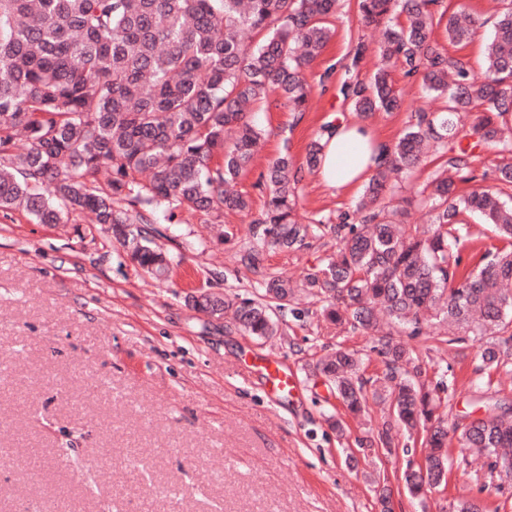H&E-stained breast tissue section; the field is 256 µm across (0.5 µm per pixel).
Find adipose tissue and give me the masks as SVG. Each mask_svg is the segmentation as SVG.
Returning a JSON list of instances; mask_svg holds the SVG:
<instances>
[{
	"label": "adipose tissue",
	"mask_w": 512,
	"mask_h": 512,
	"mask_svg": "<svg viewBox=\"0 0 512 512\" xmlns=\"http://www.w3.org/2000/svg\"><path fill=\"white\" fill-rule=\"evenodd\" d=\"M371 128L356 122H340L333 126L322 143L324 149L318 165V175L331 189H355L370 176L375 163L365 154L366 144L374 139Z\"/></svg>",
	"instance_id": "adipose-tissue-1"
}]
</instances>
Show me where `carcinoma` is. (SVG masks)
<instances>
[{"instance_id":"cac0c4a2","label":"carcinoma","mask_w":512,"mask_h":512,"mask_svg":"<svg viewBox=\"0 0 512 512\" xmlns=\"http://www.w3.org/2000/svg\"><path fill=\"white\" fill-rule=\"evenodd\" d=\"M337 0H0V212L24 210L40 224H60L89 211L109 226L126 258L158 280L171 259L156 243L158 213L197 214L221 223L224 211L250 210L234 189L263 139L254 107L275 93L293 112L311 97L306 71L332 37ZM442 0H357L363 23L382 29L379 63L365 82L351 74L366 50L354 48L338 92L367 117L401 108L390 69L447 98L441 112L420 111L372 171L353 214L336 224L296 218L303 170L318 166L323 145L310 143L306 166L283 153L257 186L266 195L253 220L256 244L242 261L262 269L266 249H298L325 234L334 256L302 287L324 303L339 326L375 336L386 373L368 377L355 352L341 348L306 364L327 383L346 412H366L373 395L387 404L378 441L392 452L394 436H422L423 464L404 471L408 494L427 499L446 486L453 465L448 435L465 451L512 473V403L496 400L479 417L453 425L440 413L433 381L399 339L422 336L446 323L459 335L487 336L475 372L512 363V204L503 188L458 195L447 171L466 169L472 150L457 143L462 119L470 135L498 149V181L512 188V140L504 119L512 112V0H504L482 71L450 56L433 38ZM467 3L449 15L448 39H471ZM451 152L448 170L417 194L430 204L420 231L405 223L413 199L393 202L390 176L418 167L431 149ZM482 216L486 235L503 242L468 265L459 249L468 213ZM259 296L230 299L210 293L206 310L232 313L238 329L258 341L282 336L280 313L296 285L279 273L263 275Z\"/></svg>"}]
</instances>
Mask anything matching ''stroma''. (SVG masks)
<instances>
[{
  "label": "stroma",
  "instance_id": "obj_1",
  "mask_svg": "<svg viewBox=\"0 0 512 512\" xmlns=\"http://www.w3.org/2000/svg\"><path fill=\"white\" fill-rule=\"evenodd\" d=\"M468 4L480 20L468 43L447 42L441 25L434 36L448 54L479 68L494 33L492 2ZM332 24L333 37L307 72V112L276 99L255 112L266 136L238 185L252 209L225 213L230 237L218 239L185 212L158 224L159 242L174 258L169 280L125 262L110 231L89 214L56 225L35 223L21 210L0 215V512H379L375 488L383 484L403 512H438L460 498L487 512H512V475L480 458L449 472L445 492L421 509L400 480L407 464H420L419 447L391 455L358 449L357 439L381 427L378 407L365 423L347 421L346 436L330 429L327 418L340 405L307 377L306 362L342 348L359 351L368 374L385 365L374 337L336 330L315 298L298 297L286 336L266 343L186 300L198 291L256 292L261 277L239 257L266 200L256 186L260 174L285 152L304 161L327 128L356 120L337 80L360 41L367 53L356 75L369 79L382 32L361 23L355 0H343ZM328 69L332 80L320 84ZM392 78L400 110L367 119L390 143L414 112L443 105L421 79L398 69ZM360 196L328 189L311 172L300 184L298 213L332 224L353 212ZM335 249V238L326 236L308 248L267 252L264 265L299 280ZM482 342L472 336L448 344L435 329L407 341L427 373L446 371L449 420L476 411L483 392L512 401V372L475 373ZM268 360L294 375L292 397L271 398L259 370Z\"/></svg>",
  "mask_w": 512,
  "mask_h": 512
}]
</instances>
